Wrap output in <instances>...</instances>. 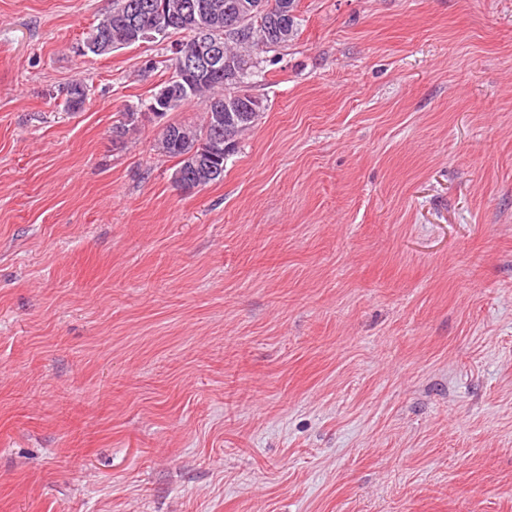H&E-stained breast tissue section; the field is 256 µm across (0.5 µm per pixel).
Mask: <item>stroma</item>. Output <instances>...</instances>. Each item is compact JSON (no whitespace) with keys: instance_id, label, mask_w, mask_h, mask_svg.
I'll list each match as a JSON object with an SVG mask.
<instances>
[{"instance_id":"stroma-1","label":"stroma","mask_w":512,"mask_h":512,"mask_svg":"<svg viewBox=\"0 0 512 512\" xmlns=\"http://www.w3.org/2000/svg\"><path fill=\"white\" fill-rule=\"evenodd\" d=\"M111 7L0 0V512H512V0H296L190 194Z\"/></svg>"}]
</instances>
